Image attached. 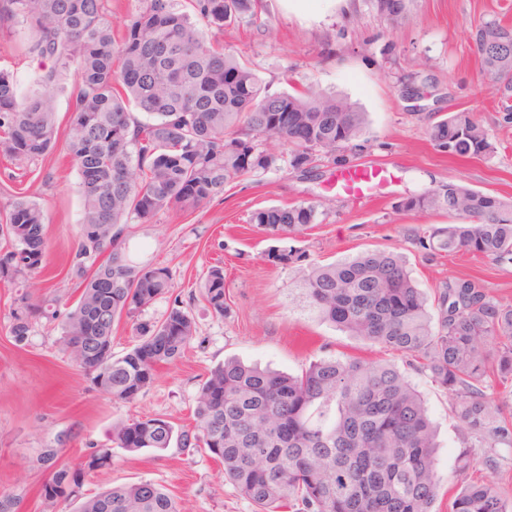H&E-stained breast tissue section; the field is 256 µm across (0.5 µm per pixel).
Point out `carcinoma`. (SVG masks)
Segmentation results:
<instances>
[{"mask_svg":"<svg viewBox=\"0 0 512 512\" xmlns=\"http://www.w3.org/2000/svg\"><path fill=\"white\" fill-rule=\"evenodd\" d=\"M108 0H0V30L30 33L36 61L28 86L0 69V155L18 165L41 160L58 136L52 96L75 85L65 128L67 154L80 176L82 222L71 274L73 303L20 298L11 333L24 342L32 318L60 321L63 350L107 398L131 403L176 363L196 332L179 299L158 324H139V342L112 354V333L172 288L166 266L142 265L125 251L132 224L161 212H193L224 186L284 161L301 175L328 162L352 168L349 152L366 134L365 113L337 94L309 87L271 94L249 61L224 51L214 35L244 16L258 19L259 0H141L112 27ZM403 0H376L395 22ZM480 70L512 88V25L470 26ZM136 108L149 116L143 122ZM439 152L491 158L497 145L473 111L450 112L426 128ZM401 212H443L453 221L417 241L433 253L466 252L512 262V201L460 183L400 200ZM318 205L264 207L249 223L270 236L296 235L315 223ZM43 208L20 188L0 211V281L22 287L45 268ZM305 254L274 246L272 266ZM309 312L364 341L407 358L446 392L463 432L452 512H512L500 484L481 475L501 445L512 447V414L491 389L512 388V305L469 279L446 282L428 296L404 257L368 250L336 263L310 262L300 281ZM203 300L227 312L224 267H209ZM195 425L132 418L112 427L127 453L177 442L202 448L224 467V480L257 512H433L441 478L436 430L426 400L391 363L321 357L299 375L227 359L198 390ZM476 448L488 449L479 457ZM112 447L58 466L42 488L45 501L77 499L85 478L113 463ZM76 512H180L176 497L151 481L114 486L83 500Z\"/></svg>","mask_w":512,"mask_h":512,"instance_id":"1","label":"carcinoma"}]
</instances>
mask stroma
<instances>
[{"mask_svg":"<svg viewBox=\"0 0 512 512\" xmlns=\"http://www.w3.org/2000/svg\"><path fill=\"white\" fill-rule=\"evenodd\" d=\"M264 2L261 20L239 19L225 27L220 42L251 62L269 92L320 87L365 112L366 140L352 163L383 167L384 183L370 198L357 200L343 193L337 177H301L283 165L226 185L223 198L194 213L172 210L153 223L134 225L127 241L132 258L169 267L173 283L137 322L163 320L178 299L194 317L197 333L178 362L162 367L146 392L125 404L102 395L76 369L61 349L58 324L34 320L27 342L14 341L11 313L21 295L65 299L74 291L70 265L80 236V177L61 141L29 172L0 158V210L8 208L11 190L31 186L48 234L43 277L22 290L0 283V503L7 512H73L74 503L51 504L41 496L50 471L46 449H57L59 461L74 463L106 445L121 420L160 417L178 428L190 425L201 383L229 358L288 373L323 356L395 364L427 400L438 427V473L451 482L462 434L447 394L404 357L312 317L299 291L297 266L267 263L265 253L274 241L249 217L264 206L314 202L316 224L290 241L309 259L331 263L365 250H393L405 257L425 292L469 278L512 305V263L463 252L430 254L417 239L433 225L448 223V216L394 208L410 193L449 182L512 200V113L502 106L512 90L504 96L487 90L467 36L473 24L512 22V0H406V13L395 23L377 12L374 0H353L349 13L336 0H322L314 11L292 8L291 0ZM402 77L418 86L417 99L400 96ZM464 109L477 112L497 141L492 158L452 157L427 140L430 121ZM219 260L228 306L222 317L208 309L199 292L208 267ZM145 480L174 494L182 512L256 510L225 481L220 463L203 450L176 445L117 451L114 465L88 476L83 492L91 496Z\"/></svg>","mask_w":512,"mask_h":512,"instance_id":"1","label":"stroma"}]
</instances>
